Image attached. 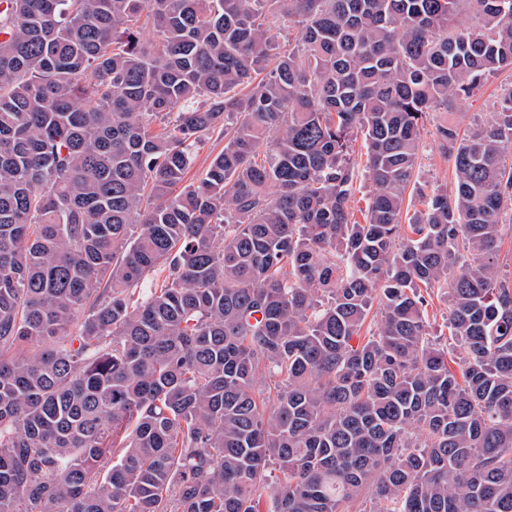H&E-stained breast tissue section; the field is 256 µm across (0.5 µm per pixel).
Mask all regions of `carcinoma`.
Masks as SVG:
<instances>
[{"label":"carcinoma","instance_id":"1","mask_svg":"<svg viewBox=\"0 0 512 512\" xmlns=\"http://www.w3.org/2000/svg\"><path fill=\"white\" fill-rule=\"evenodd\" d=\"M504 70L512 0H0V512H512ZM512 81V72H503L489 78L471 97L464 100L456 119L461 123V132L474 121L490 119L497 106V95L503 86ZM433 122L426 124L423 131V148L420 152L417 176L421 182H428L442 188H448L452 180V169L448 159L440 154L433 142ZM224 147V138L215 132L208 137L199 147L195 159L189 168L185 181L191 183L202 177L209 165L212 156ZM361 139L356 143V160L358 163L357 173L358 180L357 184H360V191L356 193L354 202L352 203V211L358 222L363 224L364 222V211L366 209L367 199L369 194L373 191L371 181L367 177V173L364 168V156L361 157L360 152ZM428 318L434 334H438L440 329H444L445 334H448V330L443 327L445 319L448 318V300L441 294L437 295L435 293L432 295V300L428 307Z\"/></svg>","mask_w":512,"mask_h":512}]
</instances>
